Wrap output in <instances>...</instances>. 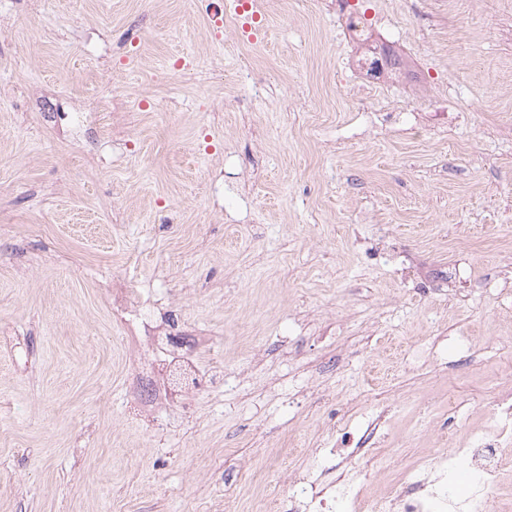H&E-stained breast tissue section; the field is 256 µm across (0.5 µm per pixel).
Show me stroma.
<instances>
[{
    "label": "stroma",
    "mask_w": 512,
    "mask_h": 512,
    "mask_svg": "<svg viewBox=\"0 0 512 512\" xmlns=\"http://www.w3.org/2000/svg\"><path fill=\"white\" fill-rule=\"evenodd\" d=\"M350 9L429 98L360 73L333 0L229 28L195 0H0V512H252L331 425L405 473L479 427L512 364V0ZM117 278L224 378L145 428Z\"/></svg>",
    "instance_id": "1"
}]
</instances>
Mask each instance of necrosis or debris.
Listing matches in <instances>:
<instances>
[{
    "label": "necrosis or debris",
    "instance_id": "1",
    "mask_svg": "<svg viewBox=\"0 0 512 512\" xmlns=\"http://www.w3.org/2000/svg\"><path fill=\"white\" fill-rule=\"evenodd\" d=\"M348 37L371 46L369 55L359 57L361 69H376L378 77L398 71L391 39L376 40L371 29L351 21ZM112 316L142 339L146 357L138 378V410L153 414L170 404L176 394L188 395L210 384L208 371L193 351L191 335L179 322L157 321L147 311L143 288L120 284L112 290ZM484 421L479 443L434 452L416 467L417 476L391 485L380 497L361 498L357 486L377 479L380 468L368 449H347L335 480L321 482L316 471L294 472L288 490L274 503L275 512H495L497 503L489 492L497 488L508 459L512 458V371L501 374L488 403L474 407ZM465 460L471 484L466 493L448 486L451 461Z\"/></svg>",
    "mask_w": 512,
    "mask_h": 512
}]
</instances>
